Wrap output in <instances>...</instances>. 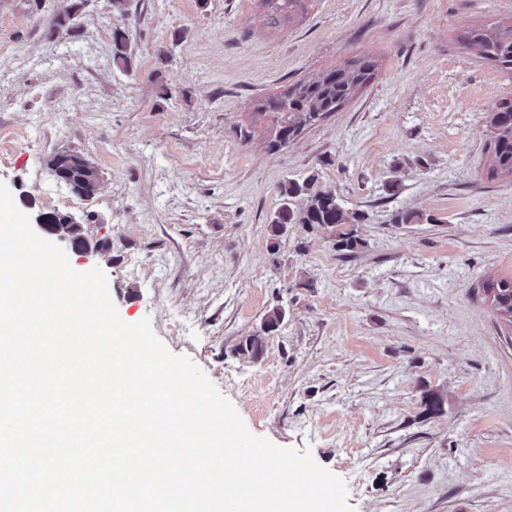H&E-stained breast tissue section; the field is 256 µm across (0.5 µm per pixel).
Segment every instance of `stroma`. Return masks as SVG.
Masks as SVG:
<instances>
[{
    "instance_id": "obj_1",
    "label": "stroma",
    "mask_w": 512,
    "mask_h": 512,
    "mask_svg": "<svg viewBox=\"0 0 512 512\" xmlns=\"http://www.w3.org/2000/svg\"><path fill=\"white\" fill-rule=\"evenodd\" d=\"M0 0V183L28 215L84 217L67 247L100 267L120 317L149 319L255 435L311 449L354 512H512V328L483 290L512 278V177L488 178V114L512 74L463 43L512 25V0ZM124 32L130 70L112 63ZM372 57L374 78L291 144L257 105ZM99 171L92 197L49 172ZM353 211L354 251L270 221L287 180ZM438 216L396 224V212ZM285 318L260 357L264 315ZM443 396L440 414L429 393ZM268 9V21L271 25H278L287 21L293 12L301 11L304 0H263ZM51 170L55 166L66 167L70 171L72 184L69 188L74 194L90 197L99 183L98 170L85 157L77 153H57L50 161Z\"/></svg>"
}]
</instances>
